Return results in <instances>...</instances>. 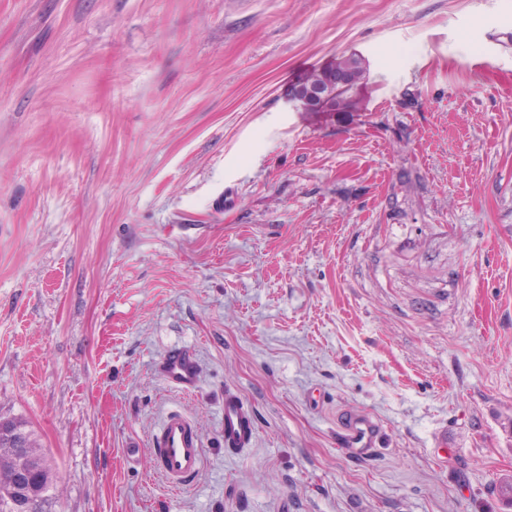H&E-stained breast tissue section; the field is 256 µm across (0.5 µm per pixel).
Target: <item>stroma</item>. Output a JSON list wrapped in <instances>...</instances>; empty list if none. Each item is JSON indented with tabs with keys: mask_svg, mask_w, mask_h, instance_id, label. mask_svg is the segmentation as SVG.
<instances>
[{
	"mask_svg": "<svg viewBox=\"0 0 512 512\" xmlns=\"http://www.w3.org/2000/svg\"><path fill=\"white\" fill-rule=\"evenodd\" d=\"M352 53L350 111L294 101ZM0 415L55 512H512V0H0ZM164 383L185 394L194 392L200 380V366L194 352L186 347L168 351L156 366ZM222 436L224 449L239 453L251 448L256 438V426L251 408L233 392L224 396V422ZM156 471L174 487L185 486L204 467L203 435L193 420L169 412L153 438ZM339 434L352 454L365 456L376 447L380 435L379 424L362 413H349L339 423ZM7 419L4 431L9 434L17 431L24 436L30 453V456L26 454L24 457H26L28 463L40 468L37 481V512H54L56 468L53 460L47 454L35 433L29 429L27 421L18 417Z\"/></svg>",
	"mask_w": 512,
	"mask_h": 512,
	"instance_id": "obj_1",
	"label": "stroma"
}]
</instances>
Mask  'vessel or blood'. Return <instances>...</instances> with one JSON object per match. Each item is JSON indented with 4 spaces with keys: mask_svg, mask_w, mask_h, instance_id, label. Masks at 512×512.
Returning a JSON list of instances; mask_svg holds the SVG:
<instances>
[{
    "mask_svg": "<svg viewBox=\"0 0 512 512\" xmlns=\"http://www.w3.org/2000/svg\"><path fill=\"white\" fill-rule=\"evenodd\" d=\"M156 370L164 383L183 393L194 392L200 380V366L194 352L186 347L168 351ZM339 434L352 454L364 456L375 448L380 435L378 423L367 415L349 413L339 425ZM222 436L224 449L238 453L252 447L256 426L251 408L237 394L224 397ZM156 471L172 486L189 484L204 467L203 436L193 420L178 411L169 412L153 438Z\"/></svg>",
    "mask_w": 512,
    "mask_h": 512,
    "instance_id": "vessel-or-blood-1",
    "label": "vessel or blood"
}]
</instances>
